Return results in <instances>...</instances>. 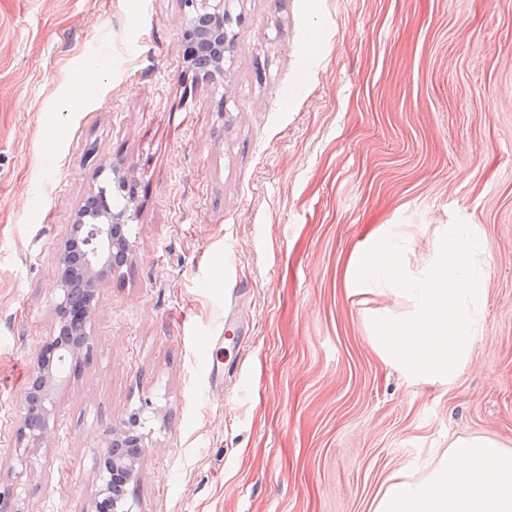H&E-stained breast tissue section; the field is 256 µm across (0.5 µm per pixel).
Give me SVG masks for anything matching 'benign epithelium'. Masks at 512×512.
<instances>
[{
    "label": "benign epithelium",
    "mask_w": 512,
    "mask_h": 512,
    "mask_svg": "<svg viewBox=\"0 0 512 512\" xmlns=\"http://www.w3.org/2000/svg\"><path fill=\"white\" fill-rule=\"evenodd\" d=\"M188 8L184 16L183 40L194 50L186 56V67L204 70L215 80L224 73V53L230 51L235 35L228 31L231 17L221 5L210 0H182ZM111 181L100 186L91 202L78 209L71 234L59 249L54 287L62 291L55 304L58 336L40 350L33 379L24 395L26 413L19 438L37 448L51 432L55 418V395L67 387L69 363L87 357L93 350L90 332L96 311L93 301L99 283L132 263L134 245L124 228L137 218L138 179L122 163L110 166ZM139 415L133 413L123 427L112 430L99 458L102 485L92 502L91 512H131L126 507L127 486L138 483L141 463L147 453L143 437L135 434Z\"/></svg>",
    "instance_id": "benign-epithelium-1"
}]
</instances>
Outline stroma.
Returning a JSON list of instances; mask_svg holds the SVG:
<instances>
[{
  "label": "stroma",
  "mask_w": 512,
  "mask_h": 512,
  "mask_svg": "<svg viewBox=\"0 0 512 512\" xmlns=\"http://www.w3.org/2000/svg\"><path fill=\"white\" fill-rule=\"evenodd\" d=\"M213 82L182 58L181 0H0V492L88 512L134 411L132 512H372L459 436L512 449V0H224ZM103 69L62 103L88 59ZM123 160L133 263L104 280L95 348L40 447L22 398L57 333L58 251ZM487 242L486 304L452 384L387 367L348 296L372 228L424 266L439 226ZM223 266L224 279L212 278Z\"/></svg>",
  "instance_id": "stroma-1"
}]
</instances>
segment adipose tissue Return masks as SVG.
Masks as SVG:
<instances>
[{
	"instance_id": "1",
	"label": "adipose tissue",
	"mask_w": 512,
	"mask_h": 512,
	"mask_svg": "<svg viewBox=\"0 0 512 512\" xmlns=\"http://www.w3.org/2000/svg\"><path fill=\"white\" fill-rule=\"evenodd\" d=\"M373 512H512V450L483 437L452 441L426 477H391Z\"/></svg>"
}]
</instances>
